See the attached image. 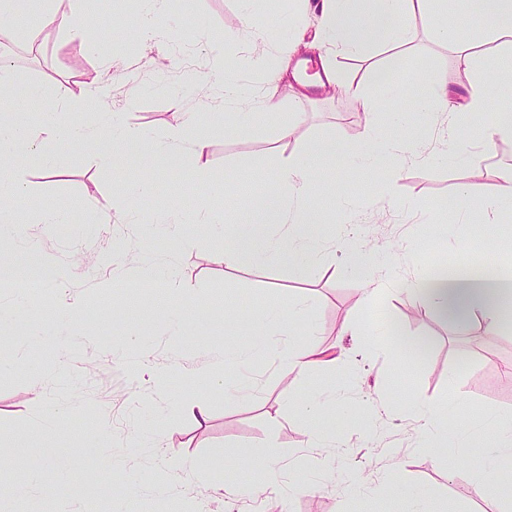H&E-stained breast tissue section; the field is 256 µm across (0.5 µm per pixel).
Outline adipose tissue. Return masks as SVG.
Returning <instances> with one entry per match:
<instances>
[{
	"instance_id": "adipose-tissue-1",
	"label": "adipose tissue",
	"mask_w": 512,
	"mask_h": 512,
	"mask_svg": "<svg viewBox=\"0 0 512 512\" xmlns=\"http://www.w3.org/2000/svg\"><path fill=\"white\" fill-rule=\"evenodd\" d=\"M426 12L434 16L435 35L449 42L469 63L475 78L466 95L459 98L450 95L447 85H435L432 95L416 104L415 110L422 114V121L408 124L391 135L379 132L371 121L367 124L365 140L349 145L350 157L363 166L389 170V177L381 181L378 190L379 201L386 203L395 197L394 187L400 172L410 165L426 163L427 149L434 140H441L446 159L457 163L467 155V146L457 134L458 127L476 126L478 142L487 152L493 150L498 136L512 134V101L493 95L501 79H512V44L508 45L507 57L503 60L475 54L469 38L441 23V16L448 12V0H316L313 7L318 23V44L336 54H366L370 40L374 39L396 55H403L411 43L407 16ZM219 96L224 110L232 113L241 125L257 109L274 115L280 112V105L273 98L257 99L254 91L229 71L224 74ZM39 116L36 126L24 129L12 120L10 111L0 112L1 240L14 237L20 222L17 201L28 192L24 164L33 161L44 171L53 172L55 160L44 149L47 141L59 139L84 146L94 137L83 124L63 121L58 110L41 109ZM101 121L108 134V144L96 149L95 156L103 164L114 163L118 145L126 141L150 144L155 154L172 167L181 165L184 159L204 155L209 148L208 140L195 132L185 112L173 113L168 132L162 139L148 129L127 123L124 113L113 109L102 113ZM325 176V171L313 169L298 159H278L275 163L276 192L274 196L254 202L252 220L245 232L233 235L226 225L210 224L215 238L229 235L234 239L231 246L213 255V262L228 268L288 260L320 263L330 247L337 244L322 227L313 194L315 182ZM499 179L496 193L487 197L477 196L468 184L458 189L454 210L459 218L456 226L459 238H466L472 229L468 217L470 208H481L490 224L496 223L502 212H512V172L504 171ZM364 285L366 299L406 291L456 322L463 321L474 308L481 311L488 327H497L503 319L500 309L488 300L489 287L467 274L447 281L408 280L397 278L391 270L381 269L366 279ZM308 307L309 299L305 296L286 309L276 303L261 307L256 315L258 328L250 351L275 349L274 331L287 318L303 317ZM338 398L335 391H322L307 398L303 413L310 425L311 447H335L336 435L323 429L322 419ZM404 410L423 430L422 447L426 450L447 445L448 434L452 431L462 438L476 431L486 436L491 462L471 476L479 493H487L512 480L511 423L496 418L476 431L462 428L458 425L454 404L440 405L416 398L408 400Z\"/></svg>"
}]
</instances>
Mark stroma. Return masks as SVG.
Returning a JSON list of instances; mask_svg holds the SVG:
<instances>
[{
  "mask_svg": "<svg viewBox=\"0 0 512 512\" xmlns=\"http://www.w3.org/2000/svg\"><path fill=\"white\" fill-rule=\"evenodd\" d=\"M244 0H87L70 32L48 28L39 36L41 54H29L23 41L0 46V59L11 65L14 95L25 100L27 89L38 86L49 104H63L78 83L108 82L104 99L87 100L76 121H89L112 104L128 114L131 123L163 135L172 113L188 112L210 141L200 160L216 194L186 173L176 172L152 158L147 146L124 143L116 164H99L92 148L49 142L55 154V176L37 164L25 169L29 191L20 203L22 222L16 230L12 256L46 258L53 272L64 277L94 318L88 332L64 328L55 321L61 300L56 292L29 295L30 310L19 323L5 325L10 344L0 350V446L13 448L17 466L0 467V487L26 482L27 465L39 464V489L25 496L0 495V512H107L110 501L128 482L144 484L157 460L134 446L133 431L175 455L169 491L144 489L132 503L133 512H398L405 492L418 494L430 512H444L456 504L464 512H507L512 485L479 494L470 478L488 464L483 442L448 444L446 451L420 449L419 425L398 412L411 398L444 403L455 400L459 418L475 422L490 413L512 415V326L487 327L473 314L467 329L440 318L435 311L405 293L374 304L364 301L361 278L377 264L387 263L404 277H427L441 267L479 258L483 268L512 271V225L485 223L482 213L471 220L478 233L456 245L443 233L452 224L448 201L465 183L490 192L500 173L512 168V136L497 140L493 152L470 145L463 163L451 165L434 153L430 168L410 167L396 185L394 205H378L355 216L349 228L362 244L361 276L346 270V253H330L324 266L289 262L235 269L214 264L220 248L204 228H197V247L183 250L162 234L142 239L143 226L168 216L171 199L180 202L181 216L211 211L232 226L246 224L251 199L274 190L275 159L297 157L314 168H326L327 180L315 192L330 232L340 229L331 185L355 198L375 195L378 171L356 167L345 144L366 134L361 99L325 94L322 88H299L294 80L281 82L275 96L284 110L299 109L295 132L279 140L276 121L254 112L244 130L229 132L226 118L210 109L215 94L209 45L217 38L232 41L239 53L268 51L265 32L283 26L289 13H301L299 0H260L262 28H245L239 19ZM163 18L167 33L152 40L140 38L139 18L145 10ZM411 53L393 76L402 89L401 113L416 120L414 105L428 98L435 83L447 84L462 96L473 71L452 46L437 41L425 19L412 18ZM389 52L376 46L371 57L338 54L330 64L336 72L370 84L374 68L384 66ZM199 84H187V73ZM304 99H297V92ZM331 148L320 156L318 144ZM153 171L155 187L137 203L141 225H100L102 211L112 198ZM73 204L72 221L52 228L39 224L41 211L57 199ZM411 239L421 246L418 255L399 249ZM177 260L175 288H131L113 280V269L143 268L155 258ZM112 280L110 290L100 283ZM308 295L307 314L290 329L291 341L309 340L335 357L334 367L303 375L282 371L279 350L256 355L252 376L260 382L256 393L228 399L190 373L206 366L214 349L246 346L251 340L256 310L270 302L286 303ZM194 307L181 328L169 322L181 298ZM250 302L240 329L229 336L211 317L224 304ZM126 307L123 324L112 320V307ZM137 330L140 344L125 336ZM428 336L427 356L399 363L381 352L382 335ZM70 355L66 374L44 378L45 366L59 353ZM168 373L164 391H156L155 372ZM341 387L345 399L329 410V420L342 428L335 458L326 468L297 469L296 456L320 458L323 449L310 447L301 407L316 392ZM62 401L65 410L53 428H45L46 409ZM209 411L197 421L191 406ZM382 414L363 424L362 408ZM271 445L283 468L276 489L258 497L253 486L262 468L242 457L244 448ZM124 468L114 473V460ZM210 473L207 482L193 480V469Z\"/></svg>",
  "mask_w": 512,
  "mask_h": 512,
  "instance_id": "obj_1",
  "label": "stroma"
}]
</instances>
